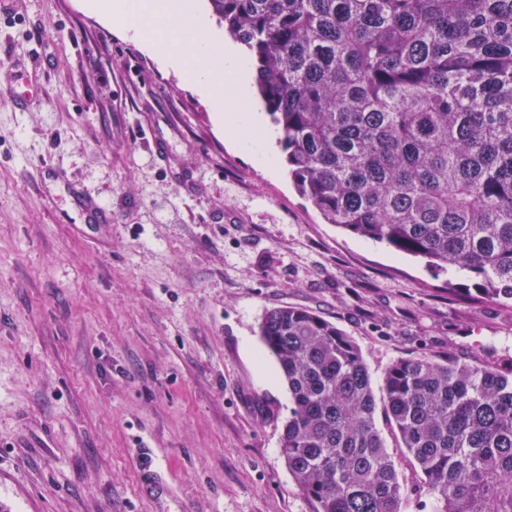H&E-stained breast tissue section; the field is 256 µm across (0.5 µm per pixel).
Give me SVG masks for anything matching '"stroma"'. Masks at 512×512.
Listing matches in <instances>:
<instances>
[{
	"label": "stroma",
	"mask_w": 512,
	"mask_h": 512,
	"mask_svg": "<svg viewBox=\"0 0 512 512\" xmlns=\"http://www.w3.org/2000/svg\"><path fill=\"white\" fill-rule=\"evenodd\" d=\"M30 99L16 107L13 95ZM325 223L286 164L78 0H0V505L313 512L280 452L265 313L300 307L396 360L512 355V307ZM404 512L435 498L385 415Z\"/></svg>",
	"instance_id": "obj_1"
}]
</instances>
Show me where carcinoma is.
Here are the masks:
<instances>
[{"label":"carcinoma","mask_w":512,"mask_h":512,"mask_svg":"<svg viewBox=\"0 0 512 512\" xmlns=\"http://www.w3.org/2000/svg\"><path fill=\"white\" fill-rule=\"evenodd\" d=\"M255 67L325 223L512 302V0H208ZM291 399L281 455L314 512H403L358 345L305 309L260 326ZM383 411L437 512H512V356L402 359Z\"/></svg>","instance_id":"cac0c4a2"}]
</instances>
